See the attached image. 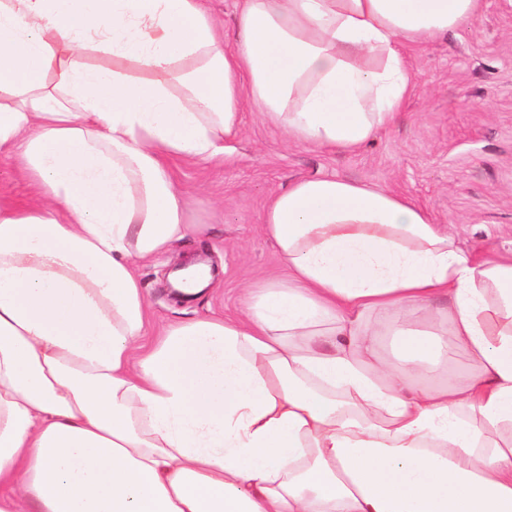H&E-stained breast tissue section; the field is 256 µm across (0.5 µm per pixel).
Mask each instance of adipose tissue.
Here are the masks:
<instances>
[{
  "mask_svg": "<svg viewBox=\"0 0 512 512\" xmlns=\"http://www.w3.org/2000/svg\"><path fill=\"white\" fill-rule=\"evenodd\" d=\"M478 10L243 0L228 49L205 0H0V148L39 198L0 205V512H512V254L321 176L269 200L288 275L243 318L145 345L134 267L202 233L168 159L223 153L245 100L357 150L406 48Z\"/></svg>",
  "mask_w": 512,
  "mask_h": 512,
  "instance_id": "obj_1",
  "label": "adipose tissue"
}]
</instances>
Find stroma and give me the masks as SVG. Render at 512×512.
<instances>
[{"mask_svg":"<svg viewBox=\"0 0 512 512\" xmlns=\"http://www.w3.org/2000/svg\"><path fill=\"white\" fill-rule=\"evenodd\" d=\"M415 80L397 127L339 153L296 141L246 102L239 134L223 154L171 160L177 189L190 199L202 235L137 264L149 304L145 343L161 328L198 317L238 319L244 290L285 277L262 223L269 198L293 181L338 176L384 186L453 225L475 256L512 250V10L482 0L472 25L409 51ZM35 190L18 156L0 153V202L31 205ZM207 258L209 284L180 301L165 286L174 267Z\"/></svg>","mask_w":512,"mask_h":512,"instance_id":"obj_1","label":"stroma"}]
</instances>
